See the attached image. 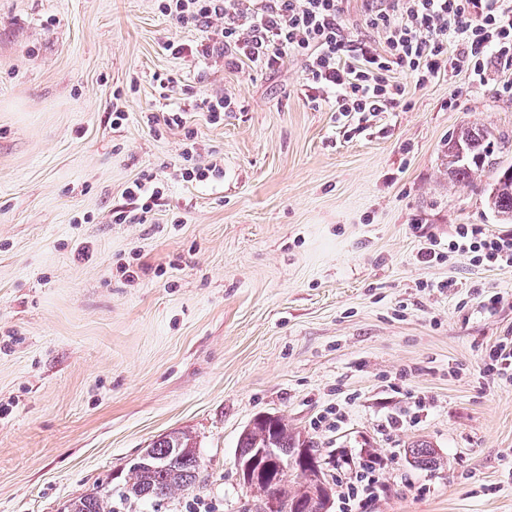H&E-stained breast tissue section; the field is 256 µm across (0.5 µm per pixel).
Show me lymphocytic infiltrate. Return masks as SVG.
<instances>
[{"label": "lymphocytic infiltrate", "instance_id": "1", "mask_svg": "<svg viewBox=\"0 0 512 512\" xmlns=\"http://www.w3.org/2000/svg\"><path fill=\"white\" fill-rule=\"evenodd\" d=\"M344 0H159L161 14L182 27L204 29L199 45L173 40L174 56L209 59L233 53L236 61L274 69L287 55L303 65L308 88L331 100L342 117L375 114L399 105L401 88L388 74L401 69L425 85L442 66L482 81L489 61L512 66V0H390L366 19L383 39L375 48L341 22ZM456 54H449V42ZM472 262L512 266V234L458 228L447 251L422 248L430 263L444 253Z\"/></svg>", "mask_w": 512, "mask_h": 512}]
</instances>
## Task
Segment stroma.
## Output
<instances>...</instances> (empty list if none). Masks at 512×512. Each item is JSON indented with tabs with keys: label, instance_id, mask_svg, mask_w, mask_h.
Masks as SVG:
<instances>
[{
	"label": "stroma",
	"instance_id": "obj_1",
	"mask_svg": "<svg viewBox=\"0 0 512 512\" xmlns=\"http://www.w3.org/2000/svg\"><path fill=\"white\" fill-rule=\"evenodd\" d=\"M204 37L156 0H0V512H60L101 485L120 512H256L235 457L261 413L312 438L335 491L385 458L383 493L353 512H512V386L481 370L512 337V267L418 260L463 224L512 232L491 172L448 177L467 125L512 164V71L419 88L394 69L400 105L360 123L312 100L296 58L162 48ZM215 92L237 100L219 125L197 106ZM176 108L185 130L149 131ZM187 148L223 178L183 180ZM144 173L162 198L113 223ZM173 430L196 442L198 486L121 501ZM419 440L441 467L414 463Z\"/></svg>",
	"mask_w": 512,
	"mask_h": 512
}]
</instances>
